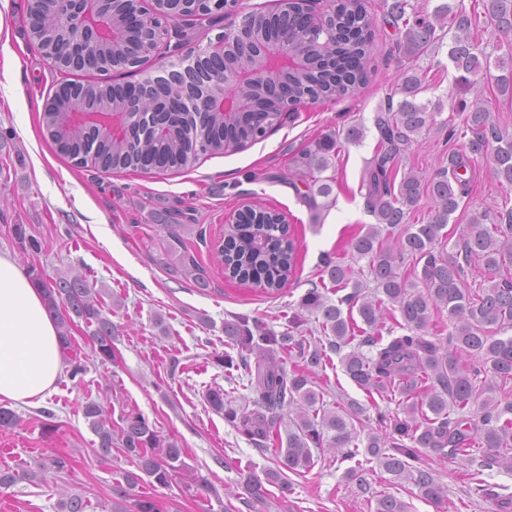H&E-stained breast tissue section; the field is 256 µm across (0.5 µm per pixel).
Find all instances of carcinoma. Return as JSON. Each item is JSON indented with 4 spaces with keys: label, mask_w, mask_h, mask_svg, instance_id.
<instances>
[{
    "label": "carcinoma",
    "mask_w": 512,
    "mask_h": 512,
    "mask_svg": "<svg viewBox=\"0 0 512 512\" xmlns=\"http://www.w3.org/2000/svg\"><path fill=\"white\" fill-rule=\"evenodd\" d=\"M333 2L336 14L346 19V26L331 28L322 37L317 36L310 12L290 0H282L277 12L248 15V37L269 43L286 31L297 52L306 59L304 69L290 70L265 88L243 84L224 88V98L231 102L244 97L254 99L255 111L229 112L223 117L212 112L187 113L160 135L137 134L133 139L123 133V125L114 114L112 126L99 137L92 166L104 171L132 169L143 173L186 169L202 156L233 153L263 139L279 122V106L287 99L298 106L308 100L341 98L357 92L369 78L374 46L372 22L365 0ZM479 5L481 11L469 13L463 5L448 2L438 7L431 21L409 0H395L391 17L406 28L404 51L408 54L425 51L442 40L441 31L445 22H450L455 34L448 58L459 73L457 81L469 87L490 69L491 54L471 33L479 18H484L499 37H512V0H479ZM63 7L60 0H39L38 5L30 7L29 38L37 42L46 30L62 24L70 27L72 37H77L87 20L62 15ZM141 9L140 0H112V21L125 23ZM154 52L155 47L141 43L132 49L119 43L102 46L92 53L93 62L85 71L139 69ZM260 63V58L230 41L224 61H215L212 67L242 70ZM495 64L501 71L496 76L500 92L512 95V57L506 62L498 56ZM72 86L71 91L55 90L42 115V125L58 153L66 157L79 149L81 134L61 129L64 112H81L86 102L107 97L115 100L122 94L119 83L86 80ZM423 91V79L417 73L403 74L398 87L402 99L396 105L388 102L375 119L380 149L365 167L362 182L376 223L349 244L354 256L367 260L375 292H365L367 285L357 279L351 265L326 255L321 260L320 284L308 290L301 307L322 316L323 330L333 336L331 350L339 352L353 346L341 363L345 374L361 390L371 397L375 392L382 394L395 388L405 402L403 418L378 413L380 430L367 434L366 453L395 479L413 483L425 498L441 500L447 489L424 465V449L464 458L467 449L479 442L487 449L483 467L512 471V401L503 404L493 396L497 383L512 382V335L495 337L498 332L512 330V276L507 275L512 270V209L474 214L462 233V252L445 251L441 231L469 195V181L462 174L467 169L466 161L459 156L451 158L448 168L427 182L411 171L399 181L393 173L396 158L411 145L413 136L436 125L435 112L416 101ZM452 111L464 117L461 126H448V137L467 138L468 151L475 156L493 150L499 183L512 186V133L493 121L490 112L476 101L458 102ZM338 146L337 137L327 136L305 153L303 165L319 173L327 170L329 156ZM313 185L306 200L317 218L331 206L332 187L328 180L317 178ZM424 194L431 201L427 221L411 224L410 210ZM320 197L324 198L321 203ZM13 234L26 252L41 251L40 241L27 234L24 225H14ZM474 258L483 260L492 274L487 284L477 288L470 287L467 280ZM218 259L226 277L273 294L295 273L297 243L283 214L252 209L242 220L228 225L218 245ZM409 263L413 264V281L399 273ZM181 272L199 287H207L195 258L188 253L181 258ZM26 273L44 289L63 349L71 346V324L76 317L91 329L95 357L103 364L116 361L117 328L103 314L102 301L85 273L76 270L52 278L34 265L27 267ZM348 287L352 291L337 301L329 297ZM393 310L400 314L398 325L404 334L384 344L382 330ZM443 311L452 325L445 346L426 338L431 314ZM357 316L363 325L357 324ZM297 325L295 317L278 333L246 316L224 320L227 344L255 357L252 362L243 358L237 362L229 354L224 356L225 370L241 369L249 377L255 393L253 409L233 406L220 388L210 390L207 401L224 413L227 423L263 448L271 437L281 438L276 429L277 411L286 409L293 415L286 447L276 449L277 468L265 472V478L254 477L246 484L254 503L265 502L269 494L266 485L286 489L288 473L298 475L303 469H311L314 448L340 450L344 461L359 452L356 424L362 423L365 408L355 401L334 411L324 408L316 369L323 365L325 350L293 335ZM364 346L374 348L375 354H364ZM285 355L300 360L302 368L287 371L283 366ZM481 376L488 383L480 387L477 379ZM81 409L99 439L101 456L108 458L115 449L135 467L125 473L127 489L121 494L129 495L147 479L168 487L184 476L187 466L183 448L159 434L143 415L129 411L115 424L112 414L95 401L85 402ZM59 507L60 512H85L86 504L77 494H64Z\"/></svg>",
    "instance_id": "carcinoma-1"
}]
</instances>
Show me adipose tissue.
I'll use <instances>...</instances> for the list:
<instances>
[{"label": "adipose tissue", "instance_id": "adipose-tissue-1", "mask_svg": "<svg viewBox=\"0 0 512 512\" xmlns=\"http://www.w3.org/2000/svg\"><path fill=\"white\" fill-rule=\"evenodd\" d=\"M63 371L56 324L42 289L10 254L0 252V402L41 403Z\"/></svg>", "mask_w": 512, "mask_h": 512}]
</instances>
